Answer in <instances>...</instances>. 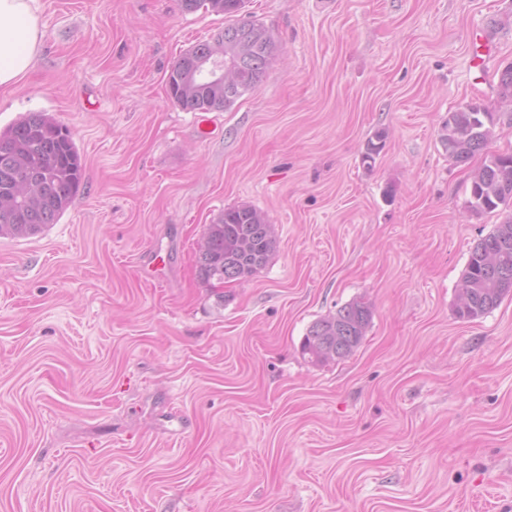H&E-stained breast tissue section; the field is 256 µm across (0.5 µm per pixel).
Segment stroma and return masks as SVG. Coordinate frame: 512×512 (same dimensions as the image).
Returning <instances> with one entry per match:
<instances>
[{"label":"stroma","mask_w":512,"mask_h":512,"mask_svg":"<svg viewBox=\"0 0 512 512\" xmlns=\"http://www.w3.org/2000/svg\"><path fill=\"white\" fill-rule=\"evenodd\" d=\"M277 44L228 111L165 82L225 17L179 0H41L33 68L0 129L66 125L85 184L56 224L0 237V512H512V294L458 319L484 158L449 160V111L496 112L512 151V0H246ZM387 139L373 168L367 140ZM278 247L205 282L225 208ZM164 260L149 278L152 254ZM348 358L300 345L352 300ZM371 307L351 301L313 322L301 342V353L313 364L348 358L361 345L372 320ZM340 341L336 343V337Z\"/></svg>","instance_id":"1"}]
</instances>
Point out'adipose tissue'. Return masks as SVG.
Instances as JSON below:
<instances>
[{"mask_svg": "<svg viewBox=\"0 0 512 512\" xmlns=\"http://www.w3.org/2000/svg\"><path fill=\"white\" fill-rule=\"evenodd\" d=\"M39 0H0V87L17 83L34 64L43 34Z\"/></svg>", "mask_w": 512, "mask_h": 512, "instance_id": "1", "label": "adipose tissue"}]
</instances>
